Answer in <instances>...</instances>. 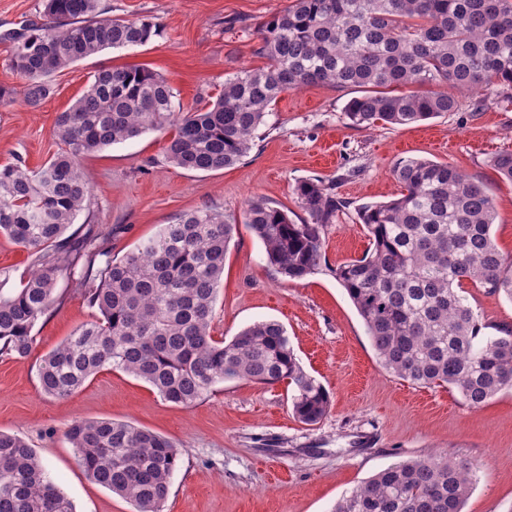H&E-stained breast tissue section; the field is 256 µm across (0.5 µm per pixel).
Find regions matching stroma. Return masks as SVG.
<instances>
[{
    "label": "stroma",
    "mask_w": 512,
    "mask_h": 512,
    "mask_svg": "<svg viewBox=\"0 0 512 512\" xmlns=\"http://www.w3.org/2000/svg\"><path fill=\"white\" fill-rule=\"evenodd\" d=\"M292 0H100L106 16L160 23L147 44L105 49L58 74L56 92L38 109L22 99L0 105V164L39 168L58 146L54 125L102 69L145 66L172 88L176 111L215 100L226 77L260 65L254 54L261 24ZM43 0H0V85L20 88L9 68L12 34L44 23ZM354 92L311 86L283 93L259 129L254 149L235 166L195 171L173 166V129L153 131L81 161L92 190L75 227L95 224L113 256L130 252L185 212L212 207L238 217L224 260L212 321L214 336L231 339L259 321L282 324L303 369L330 393L317 424L292 414L287 383L228 380L194 406L164 401L146 383L105 370L66 398L44 395L41 357L96 314L60 278L58 300L35 326L25 359L0 356V430L25 438L75 512H131L121 497L92 481L66 432L83 419L125 421L173 439L182 462L164 512H332L362 481L413 457L472 462L473 489L463 512H512V392L473 408L445 387L424 388L387 372L362 318L338 283L339 264L370 246L359 207L398 198L397 163L424 158L449 163L482 182L497 218L492 227L512 256V182L489 166L512 151V105L495 90L459 88L456 112L397 128H353L344 107ZM319 179L348 201L326 225L314 274L292 281L272 267L262 242L243 224L248 199L259 197L305 220L295 187Z\"/></svg>",
    "instance_id": "1"
}]
</instances>
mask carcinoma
Masks as SVG:
<instances>
[{"instance_id": "1", "label": "carcinoma", "mask_w": 512, "mask_h": 512, "mask_svg": "<svg viewBox=\"0 0 512 512\" xmlns=\"http://www.w3.org/2000/svg\"><path fill=\"white\" fill-rule=\"evenodd\" d=\"M44 15L46 22L10 37L9 67L30 108L55 93L54 77L75 62L144 45L160 29L149 19L103 17L99 0H44ZM261 30L254 54L265 65L224 79L207 109L174 111L172 89L147 67L100 70L57 116L59 149L49 160L35 171L0 165V235L31 258L21 287L0 288V356L32 353L33 329L55 304L65 274L99 312L41 358L43 394L68 397L112 370L186 407L232 379L294 386L292 411L307 425L331 403L280 324L256 322L228 342L211 335L236 224L224 212L185 213L119 259L102 248L99 231L64 236L90 201L84 156L172 126L170 163L228 168L254 148L281 94L315 85L358 89L344 110L358 128H397L454 112L459 102L448 89L455 87H498L512 100V0H293ZM490 165L512 181L511 151ZM393 175L404 192L359 209L371 247L337 266L336 280L389 372L417 386L446 385L480 407L512 390V328L482 322L465 291L472 284L512 302V263L492 236L493 199L448 163L407 159ZM295 194L308 216L300 224L260 198L248 201L244 216L268 263L300 280L320 266L323 228L345 202L318 179L298 183ZM488 328L496 334H485ZM66 435L88 477L131 512H164L181 463L174 441L107 419L76 421ZM475 473L466 460H404L355 487L333 512H462ZM0 512H74L28 441L2 431Z\"/></svg>"}]
</instances>
